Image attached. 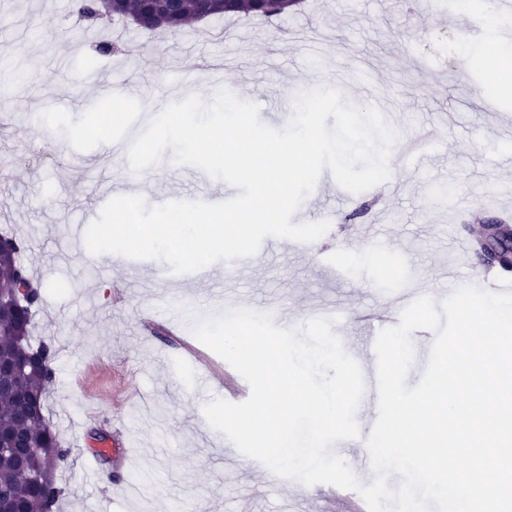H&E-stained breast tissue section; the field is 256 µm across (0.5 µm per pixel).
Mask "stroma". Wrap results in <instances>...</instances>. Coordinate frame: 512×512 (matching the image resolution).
I'll return each instance as SVG.
<instances>
[{"instance_id": "obj_1", "label": "stroma", "mask_w": 512, "mask_h": 512, "mask_svg": "<svg viewBox=\"0 0 512 512\" xmlns=\"http://www.w3.org/2000/svg\"><path fill=\"white\" fill-rule=\"evenodd\" d=\"M75 3L0 0V51L26 74L47 69L57 77L51 87L28 77L0 81V158L12 161L0 180V230L28 243L25 262L41 294L33 339L56 352L45 414L71 450L56 472L63 495L55 512H282L295 499L302 512H347L327 494H304L300 482L269 479L245 455L221 451L203 407L223 397L230 367L198 362L192 318L220 313L226 289L256 310L277 303L296 330L332 305L333 332L360 360L368 317H383L404 286L424 282L440 300L463 285L448 226L464 234L472 214L512 217V163L498 157L512 138V84H492L482 63L486 24L442 0H303L272 21L215 16L160 37L116 19L103 29L120 53L96 66ZM179 59L193 86L231 88L274 128L288 122L291 85L342 73L338 89L351 102L352 73L367 69L378 95L398 105L389 179L353 194L323 170L292 221L325 215L328 234L309 244L265 238L261 257L240 260L231 277L221 262L204 281L153 259L133 270L91 263L85 229L101 195H125L140 182L123 157L130 130L146 103L177 98L171 69ZM116 102L125 119L108 131L107 150L84 131ZM420 120L428 137L419 150L433 161L409 167L401 156ZM150 174L151 205L238 193L191 166L160 164ZM367 224L377 236L364 244L358 237ZM371 251L385 255L391 277L368 259ZM148 311L179 334H144ZM118 423L126 426L127 456L92 459L97 435H113ZM92 469L99 480L88 478ZM123 478L133 482L130 492L118 488Z\"/></svg>"}]
</instances>
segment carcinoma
Returning <instances> with one entry per match:
<instances>
[{
	"label": "carcinoma",
	"instance_id": "cac0c4a2",
	"mask_svg": "<svg viewBox=\"0 0 512 512\" xmlns=\"http://www.w3.org/2000/svg\"><path fill=\"white\" fill-rule=\"evenodd\" d=\"M301 0H212L210 15H245L267 20L290 11ZM196 5L184 0L182 10L173 12L167 0H115L98 8V0H81L79 13L87 29L97 30L101 16L122 20L149 16L153 22L140 29L177 33L194 18ZM497 267L512 269V220L499 218ZM22 242L15 237L0 236V289L24 287L32 301L22 304L13 299L0 300V361L17 364L20 370L0 376V434L15 440L18 448L0 453V494L8 496L13 512H52L62 494L56 483L42 482L37 473L66 466L70 449L62 446L55 428L44 410L55 379V351L47 344L33 346L31 329L38 289L20 261Z\"/></svg>",
	"mask_w": 512,
	"mask_h": 512
}]
</instances>
